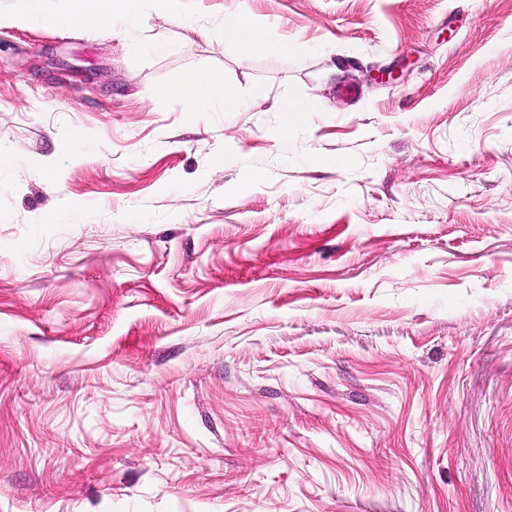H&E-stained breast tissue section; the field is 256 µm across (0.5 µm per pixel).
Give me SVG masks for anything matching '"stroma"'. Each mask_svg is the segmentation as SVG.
<instances>
[{"instance_id":"1","label":"stroma","mask_w":512,"mask_h":512,"mask_svg":"<svg viewBox=\"0 0 512 512\" xmlns=\"http://www.w3.org/2000/svg\"><path fill=\"white\" fill-rule=\"evenodd\" d=\"M186 5L0 27V512H512V0ZM224 40L237 48L242 61H247L258 53L291 50L287 44L273 45L265 28L244 13L224 17ZM158 96L175 98L195 112H211L216 106L222 107L224 112H237L245 103L224 81V74L208 69L191 71L177 87L153 90L148 99L152 101Z\"/></svg>"}]
</instances>
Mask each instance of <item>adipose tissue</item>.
<instances>
[{"label":"adipose tissue","mask_w":512,"mask_h":512,"mask_svg":"<svg viewBox=\"0 0 512 512\" xmlns=\"http://www.w3.org/2000/svg\"><path fill=\"white\" fill-rule=\"evenodd\" d=\"M46 5L47 0H23L18 11L0 12V27H23L35 21L48 20L60 28L84 26L111 32L120 15L139 17L152 8L163 9L176 16L184 13V0H69L67 10L53 16L48 15ZM224 39L237 48L244 61L274 50L265 28L244 13L225 16ZM167 95L197 112H209L218 106L224 111L236 112L243 106L242 99L225 82L223 74L208 69L187 73L177 87L168 90Z\"/></svg>","instance_id":"1"}]
</instances>
